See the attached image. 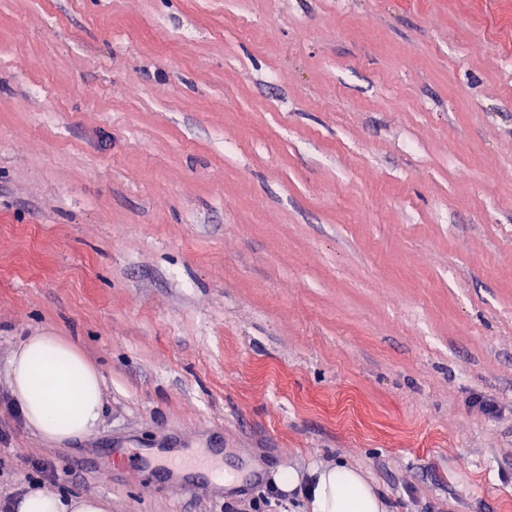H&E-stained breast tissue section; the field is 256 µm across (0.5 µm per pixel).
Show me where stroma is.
<instances>
[{"label": "stroma", "instance_id": "obj_1", "mask_svg": "<svg viewBox=\"0 0 512 512\" xmlns=\"http://www.w3.org/2000/svg\"><path fill=\"white\" fill-rule=\"evenodd\" d=\"M41 333L87 438L20 419ZM36 461L110 512H301L274 473L343 461L512 512V0H0V496ZM11 392L27 429L66 443L94 432L102 419V376L63 336H29L10 360Z\"/></svg>", "mask_w": 512, "mask_h": 512}]
</instances>
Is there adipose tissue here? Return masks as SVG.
Instances as JSON below:
<instances>
[{
  "label": "adipose tissue",
  "instance_id": "obj_1",
  "mask_svg": "<svg viewBox=\"0 0 512 512\" xmlns=\"http://www.w3.org/2000/svg\"><path fill=\"white\" fill-rule=\"evenodd\" d=\"M11 392L27 429L62 444L94 432L102 419V376L72 340L28 337L10 360ZM274 484L300 499L304 512H388L389 506L357 467L340 463L307 474L280 471ZM15 512H109L102 498L63 496L30 487Z\"/></svg>",
  "mask_w": 512,
  "mask_h": 512
}]
</instances>
